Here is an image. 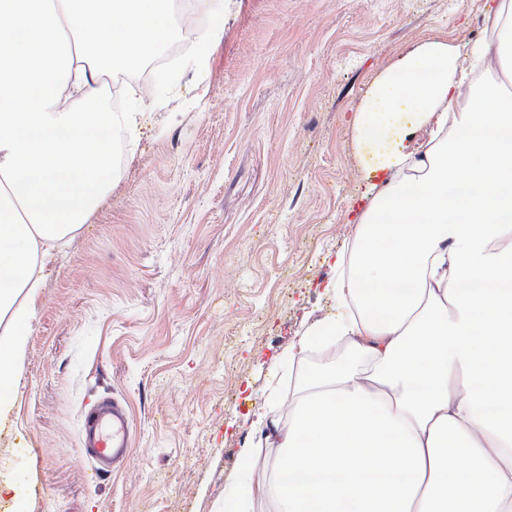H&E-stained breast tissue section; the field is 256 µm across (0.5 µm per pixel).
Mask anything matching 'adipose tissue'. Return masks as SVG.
<instances>
[{
  "instance_id": "1",
  "label": "adipose tissue",
  "mask_w": 512,
  "mask_h": 512,
  "mask_svg": "<svg viewBox=\"0 0 512 512\" xmlns=\"http://www.w3.org/2000/svg\"><path fill=\"white\" fill-rule=\"evenodd\" d=\"M174 13L0 0V419L43 262L106 198L113 132L143 117L98 85L154 57ZM485 29L473 45L424 40L371 83L354 120L368 183L327 286L337 313L288 349L344 353L302 380L288 416L269 399L253 428L277 463L256 480L243 449L224 512H512V0Z\"/></svg>"
}]
</instances>
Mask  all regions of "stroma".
I'll use <instances>...</instances> for the list:
<instances>
[{
  "label": "stroma",
  "mask_w": 512,
  "mask_h": 512,
  "mask_svg": "<svg viewBox=\"0 0 512 512\" xmlns=\"http://www.w3.org/2000/svg\"><path fill=\"white\" fill-rule=\"evenodd\" d=\"M496 0H231L192 63L208 5L178 25L179 88L118 135L117 175L45 269L16 399L0 423V512H218L241 449L269 477L251 421L288 411L289 344L335 315L321 289L367 160L352 118L378 74L416 43L481 40ZM123 404L130 450L107 475L82 417Z\"/></svg>",
  "instance_id": "obj_1"
}]
</instances>
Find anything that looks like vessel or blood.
<instances>
[{
	"mask_svg": "<svg viewBox=\"0 0 512 512\" xmlns=\"http://www.w3.org/2000/svg\"><path fill=\"white\" fill-rule=\"evenodd\" d=\"M127 426V419L120 408L97 406L84 417L83 445L100 459L122 456L128 446Z\"/></svg>",
	"mask_w": 512,
	"mask_h": 512,
	"instance_id": "obj_1",
	"label": "vessel or blood"
}]
</instances>
